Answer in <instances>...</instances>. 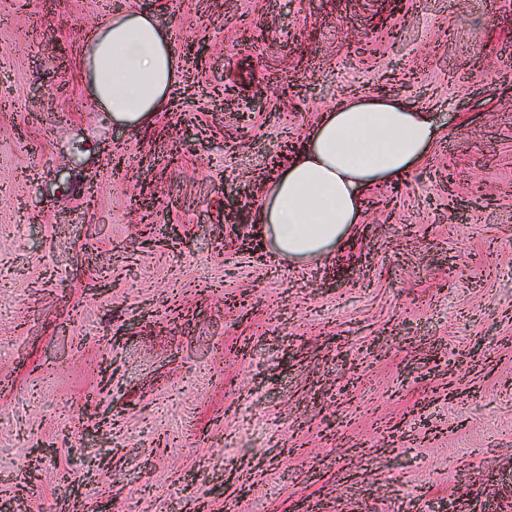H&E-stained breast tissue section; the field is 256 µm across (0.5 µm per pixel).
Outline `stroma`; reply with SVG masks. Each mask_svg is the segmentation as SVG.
<instances>
[{
	"label": "stroma",
	"mask_w": 512,
	"mask_h": 512,
	"mask_svg": "<svg viewBox=\"0 0 512 512\" xmlns=\"http://www.w3.org/2000/svg\"><path fill=\"white\" fill-rule=\"evenodd\" d=\"M116 3L178 55L149 127L81 67L107 0H0V504L512 512V0ZM381 83L461 128L286 263L283 144Z\"/></svg>",
	"instance_id": "obj_1"
}]
</instances>
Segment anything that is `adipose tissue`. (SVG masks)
Instances as JSON below:
<instances>
[{
    "mask_svg": "<svg viewBox=\"0 0 512 512\" xmlns=\"http://www.w3.org/2000/svg\"><path fill=\"white\" fill-rule=\"evenodd\" d=\"M82 67L113 120L139 127L165 106L178 56L153 17L120 11L88 35ZM439 131L430 113L398 98L355 96L323 112L263 200L276 252L304 261L346 242L367 190L407 175Z\"/></svg>",
    "mask_w": 512,
    "mask_h": 512,
    "instance_id": "adipose-tissue-1",
    "label": "adipose tissue"
}]
</instances>
